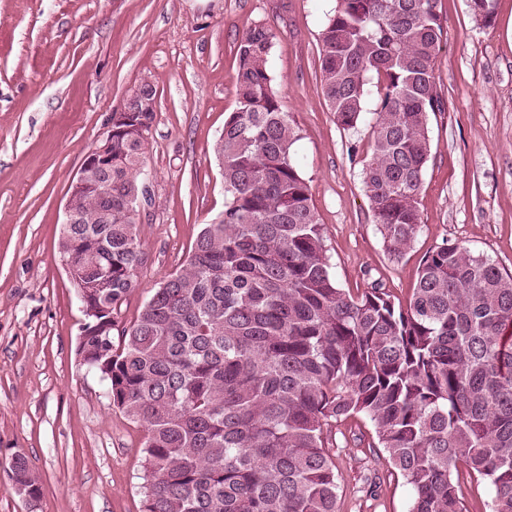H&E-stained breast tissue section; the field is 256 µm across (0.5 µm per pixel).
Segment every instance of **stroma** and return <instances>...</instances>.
Listing matches in <instances>:
<instances>
[{
	"label": "stroma",
	"mask_w": 512,
	"mask_h": 512,
	"mask_svg": "<svg viewBox=\"0 0 512 512\" xmlns=\"http://www.w3.org/2000/svg\"><path fill=\"white\" fill-rule=\"evenodd\" d=\"M337 0H0V512H28L8 461L42 481L38 512H142L141 427L78 364L81 312L58 240L69 187L111 112L142 82L156 89L137 215L147 254L119 327L180 267L202 224L224 210L214 141L236 107L237 45L257 22L278 38L274 85L299 127L297 160L340 288L380 286L408 303L423 256L458 241L512 272V0L494 26L466 0H438L447 34L437 63L444 109L418 195L422 224L386 253L360 162L370 127L345 130L318 95L320 34ZM368 420L333 431L340 512H408L410 489L368 448Z\"/></svg>",
	"instance_id": "1"
}]
</instances>
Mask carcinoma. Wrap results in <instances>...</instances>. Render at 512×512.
Returning <instances> with one entry per match:
<instances>
[{
	"instance_id": "obj_1",
	"label": "carcinoma",
	"mask_w": 512,
	"mask_h": 512,
	"mask_svg": "<svg viewBox=\"0 0 512 512\" xmlns=\"http://www.w3.org/2000/svg\"><path fill=\"white\" fill-rule=\"evenodd\" d=\"M437 2L339 0L320 37L319 96L347 130L372 115L363 183L391 256L420 229L429 119L443 110ZM469 9L495 24L496 0ZM276 38L259 23L238 42L237 106L214 144L224 211L119 341L112 326L146 261L133 215L148 193L154 112L142 103L114 125L112 176L100 178L112 223L82 195V223L59 238L61 251L76 243L81 287L103 309L85 368L143 428V512H339L327 436L354 416L410 485L409 512H469L462 466L488 486L490 512H512V273L446 240L405 306L339 288L271 76ZM9 470L41 497L23 454Z\"/></svg>"
}]
</instances>
